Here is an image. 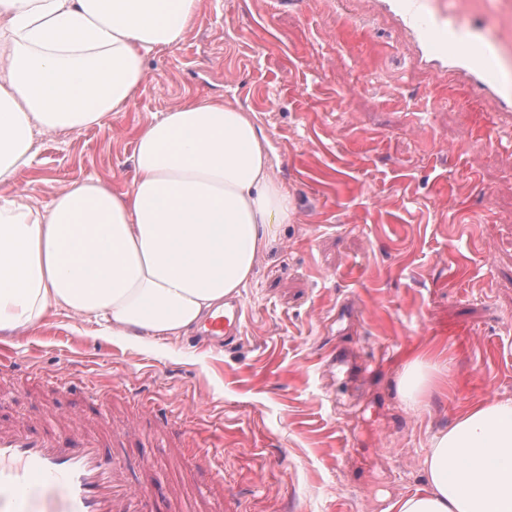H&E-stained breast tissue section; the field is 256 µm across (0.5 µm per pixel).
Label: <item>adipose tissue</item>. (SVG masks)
<instances>
[{"mask_svg":"<svg viewBox=\"0 0 512 512\" xmlns=\"http://www.w3.org/2000/svg\"><path fill=\"white\" fill-rule=\"evenodd\" d=\"M201 0H0V336L61 309L148 348L186 333L238 294L291 222L254 116L221 98L161 112L134 134L128 190L89 176L43 206L16 187L36 137L100 126L125 111L147 62L175 48ZM446 385L439 351L400 373L422 404ZM425 486L387 512H512V398L483 399L432 432Z\"/></svg>","mask_w":512,"mask_h":512,"instance_id":"obj_1","label":"adipose tissue"}]
</instances>
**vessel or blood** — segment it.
Listing matches in <instances>:
<instances>
[{
    "mask_svg": "<svg viewBox=\"0 0 512 512\" xmlns=\"http://www.w3.org/2000/svg\"><path fill=\"white\" fill-rule=\"evenodd\" d=\"M378 17L391 22L412 47L414 65L433 79L428 94L443 100L441 88L459 86L472 107L496 114L492 140L501 147L512 136V0H368ZM243 306L228 298L207 317L198 337L233 345L241 335ZM68 418L61 432L32 424L0 425V512H238V500L214 479L220 469L210 445L197 448L194 465L211 473L192 496L171 474L154 486L133 484L118 456L107 455L99 436Z\"/></svg>",
    "mask_w": 512,
    "mask_h": 512,
    "instance_id": "b4317fda",
    "label": "vessel or blood"
}]
</instances>
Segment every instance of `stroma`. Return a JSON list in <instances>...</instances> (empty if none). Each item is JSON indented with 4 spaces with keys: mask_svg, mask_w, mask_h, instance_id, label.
Returning a JSON list of instances; mask_svg holds the SVG:
<instances>
[{
    "mask_svg": "<svg viewBox=\"0 0 512 512\" xmlns=\"http://www.w3.org/2000/svg\"><path fill=\"white\" fill-rule=\"evenodd\" d=\"M389 24L342 30L323 0H202L183 42L148 62V80L104 126L40 137L34 203L93 175L130 188L133 132L169 106L224 97L257 115L296 218L241 289L238 342L189 336L135 350L82 333L60 311L0 341L20 368L0 424L47 410L95 427L136 419L124 449L170 459L164 413L198 437L223 435L224 485L242 512H385L422 487L430 434L476 398L512 397V150L492 149L491 112L465 93L440 107ZM440 349L448 387L413 409L399 387L410 350ZM69 375L70 390L45 386ZM93 376L116 386L88 404Z\"/></svg>",
    "mask_w": 512,
    "mask_h": 512,
    "instance_id": "stroma-1",
    "label": "stroma"
}]
</instances>
